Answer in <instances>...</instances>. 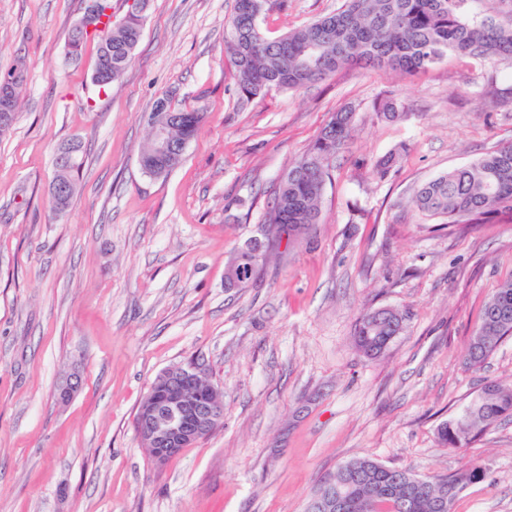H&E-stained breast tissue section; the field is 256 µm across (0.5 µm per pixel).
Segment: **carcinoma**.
<instances>
[{
  "mask_svg": "<svg viewBox=\"0 0 512 512\" xmlns=\"http://www.w3.org/2000/svg\"><path fill=\"white\" fill-rule=\"evenodd\" d=\"M234 0L224 23L225 51L230 55L239 101L250 102L276 87L298 91L333 75L337 70L362 63L389 73L412 75L433 68L448 53L488 60L512 62V7L507 0H480L482 11L469 16L468 0H344L336 12L290 31L277 39L268 38L260 26H252L247 14ZM143 23L129 21L112 32H95L97 61L92 83L101 89L119 80L130 65L142 36ZM152 118L167 122L172 143L178 148L197 133L204 115L178 111L162 97L154 102ZM377 117L398 121L410 116L408 106L395 97H385L375 106ZM354 113H334L316 139L280 179L261 231L268 239L267 253L279 250L282 234L295 240L309 234L320 222V205L332 162L351 137ZM403 149L378 158L376 173L387 177L398 163ZM143 172L153 178L167 175L180 164L158 154L149 140L140 154ZM414 207L428 217L443 218L450 224H487L501 214L512 215V143L501 144L478 160L442 173L417 187L411 197ZM403 317L388 310V317L376 320L365 313L355 329L357 347L376 356L399 335ZM512 335V281L503 284L485 304L479 328L471 338L467 365L482 369L502 339ZM494 393H479L454 417L438 429L440 441L460 448L468 445L491 426L512 420V386H493ZM368 474L356 483L355 493L372 496L373 512H435L432 493L448 496L453 504L457 494L470 484L480 483L486 471L471 466L448 476L429 479V486L404 500L403 477L408 471L369 459L352 462Z\"/></svg>",
  "mask_w": 512,
  "mask_h": 512,
  "instance_id": "obj_1",
  "label": "carcinoma"
}]
</instances>
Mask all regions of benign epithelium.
Returning <instances> with one entry per match:
<instances>
[{"label":"benign epithelium","instance_id":"obj_1","mask_svg":"<svg viewBox=\"0 0 512 512\" xmlns=\"http://www.w3.org/2000/svg\"><path fill=\"white\" fill-rule=\"evenodd\" d=\"M103 6L101 0H87L85 13L75 27L77 39L94 31L110 29L112 24L97 23ZM11 87L0 88V127H5L11 119ZM70 159L65 153L58 155L56 173L51 183L52 196L60 200L70 190ZM202 371L195 365H177L165 369L152 385L143 401L136 418L135 427L145 447L153 450L155 465L163 466L183 449L191 447L215 429L224 419L222 392L211 385L204 390L200 385ZM345 481L330 483L312 500L309 512H348L355 507L356 512H372L371 500L359 497L350 502L341 493Z\"/></svg>","mask_w":512,"mask_h":512}]
</instances>
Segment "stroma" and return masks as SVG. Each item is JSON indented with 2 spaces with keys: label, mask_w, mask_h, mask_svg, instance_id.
Instances as JSON below:
<instances>
[{
  "label": "stroma",
  "mask_w": 512,
  "mask_h": 512,
  "mask_svg": "<svg viewBox=\"0 0 512 512\" xmlns=\"http://www.w3.org/2000/svg\"><path fill=\"white\" fill-rule=\"evenodd\" d=\"M344 0H271L277 38ZM233 0H148L141 39L106 91L87 43L68 54L84 0H0V75L23 63L13 129L0 136V512H307L341 464L372 458L423 478L488 473L452 512H512V421L464 448L439 426L483 380L512 385V336L483 370L467 348L512 280V218L448 224L414 189L512 142V64L448 54L411 77L359 65L301 91L237 104L224 20ZM388 94L413 114L374 112ZM160 97L205 119L182 162L139 166ZM354 111L312 235L228 288L235 247L332 113ZM82 146L74 196L50 206L60 146ZM406 146L379 179L374 162ZM405 317L377 357L355 345L363 314ZM200 366L224 420L165 466L135 429L163 370ZM82 387L58 399L71 374Z\"/></svg>",
  "instance_id": "1"
}]
</instances>
